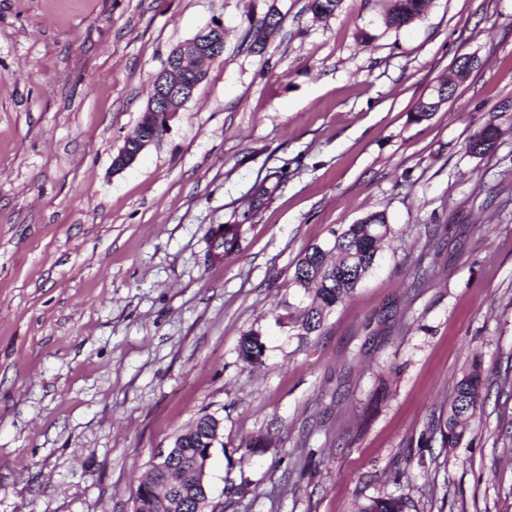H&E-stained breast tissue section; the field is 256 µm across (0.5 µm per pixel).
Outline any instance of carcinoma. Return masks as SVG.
Wrapping results in <instances>:
<instances>
[{
  "label": "carcinoma",
  "instance_id": "1",
  "mask_svg": "<svg viewBox=\"0 0 512 512\" xmlns=\"http://www.w3.org/2000/svg\"><path fill=\"white\" fill-rule=\"evenodd\" d=\"M390 8L385 15V24L400 28L421 18L429 0H390ZM340 0H311L313 14L320 17L332 15ZM474 61L465 58L459 61L451 78L440 80L436 93L419 102L414 120L430 118L439 106L454 93L457 83L463 81L471 71ZM495 127L488 121L474 132L469 140L471 154L485 156L494 151L496 142L486 139L489 129ZM390 234V224L385 213L371 212L353 224H347L333 232V240L326 246L314 245L308 248L297 261L293 274L295 285L313 289L315 301L307 310L301 323L304 335L320 330L327 311L343 303L356 289L366 274L376 263L380 243ZM240 248V230L237 224H220L211 231L210 249L207 259L214 262L228 259ZM264 345L260 335L254 331L246 333L239 344V357L247 365L262 363ZM482 368L481 360L473 359L470 366L462 371L457 379L453 395L448 400L446 414L439 417L436 429L441 435L443 445L458 447L469 428L481 403ZM217 422L204 415L197 419L194 426L181 437L183 453L175 461L179 468L202 448L209 434L215 432ZM144 483L137 487L136 501L138 512H158L160 502L153 492L143 493ZM405 501L394 497L372 498L362 505L358 512H406Z\"/></svg>",
  "mask_w": 512,
  "mask_h": 512
}]
</instances>
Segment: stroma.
<instances>
[{"instance_id":"1","label":"stroma","mask_w":512,"mask_h":512,"mask_svg":"<svg viewBox=\"0 0 512 512\" xmlns=\"http://www.w3.org/2000/svg\"><path fill=\"white\" fill-rule=\"evenodd\" d=\"M309 5L0 0V512H131L205 414L217 512H512V0H431L399 29L389 0ZM214 20L222 57L114 171L153 77ZM494 112L495 151L470 154ZM375 211L377 265L301 335L302 252ZM220 224L241 246L210 262ZM476 356L483 403L448 448L437 420ZM458 61L459 63L453 73V76L449 79H445V77H443L435 90L436 93L430 98L420 101L417 104L413 116L414 120L420 121L430 118V116L437 111L439 106L453 95L457 83L463 81L468 76L475 62L469 58H464L463 60L459 59ZM264 345L260 335L254 331L246 333L239 344V357L247 365L254 366L262 363Z\"/></svg>"}]
</instances>
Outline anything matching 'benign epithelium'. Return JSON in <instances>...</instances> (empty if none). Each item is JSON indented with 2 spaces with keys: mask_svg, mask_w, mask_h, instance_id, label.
Wrapping results in <instances>:
<instances>
[{
  "mask_svg": "<svg viewBox=\"0 0 512 512\" xmlns=\"http://www.w3.org/2000/svg\"><path fill=\"white\" fill-rule=\"evenodd\" d=\"M223 53L224 24L213 21L207 24L192 40L170 54L172 58L192 57L195 60L194 77L190 80L177 76L173 77L171 76L173 70L170 65H165L164 69L157 75L158 88L155 96L151 97L147 109L143 112V115L156 119L154 134L138 139L132 148L123 149L121 159L117 160L113 166L115 171H121L131 165L139 154L155 140L156 136L165 133L169 129L170 121L193 97L198 85L206 78L211 65ZM214 446L215 442H210L209 448L203 454L196 456L189 466L175 473L170 469V460L178 456L180 444L174 443L169 448H160L154 454L151 469L164 475L173 490L178 489L186 480H191L205 488L207 487V462Z\"/></svg>",
  "mask_w": 512,
  "mask_h": 512,
  "instance_id": "obj_1",
  "label": "benign epithelium"
}]
</instances>
